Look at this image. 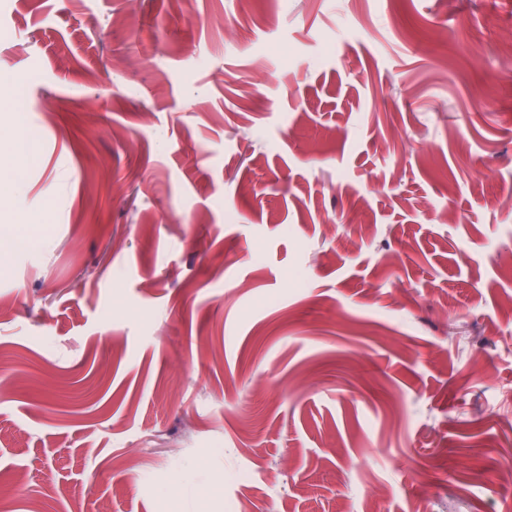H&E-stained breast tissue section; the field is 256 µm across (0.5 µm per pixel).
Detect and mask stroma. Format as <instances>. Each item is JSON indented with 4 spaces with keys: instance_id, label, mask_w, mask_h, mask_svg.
Returning a JSON list of instances; mask_svg holds the SVG:
<instances>
[{
    "instance_id": "1",
    "label": "stroma",
    "mask_w": 512,
    "mask_h": 512,
    "mask_svg": "<svg viewBox=\"0 0 512 512\" xmlns=\"http://www.w3.org/2000/svg\"><path fill=\"white\" fill-rule=\"evenodd\" d=\"M508 457L512 0H0V512H512Z\"/></svg>"
}]
</instances>
